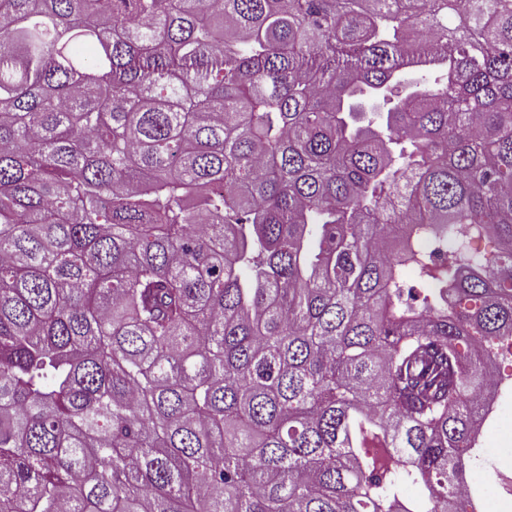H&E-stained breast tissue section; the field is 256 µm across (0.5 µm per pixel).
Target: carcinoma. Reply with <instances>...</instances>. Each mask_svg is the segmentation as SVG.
Here are the masks:
<instances>
[{"label": "carcinoma", "instance_id": "obj_1", "mask_svg": "<svg viewBox=\"0 0 512 512\" xmlns=\"http://www.w3.org/2000/svg\"><path fill=\"white\" fill-rule=\"evenodd\" d=\"M512 394V0H0V512H481Z\"/></svg>", "mask_w": 512, "mask_h": 512}]
</instances>
